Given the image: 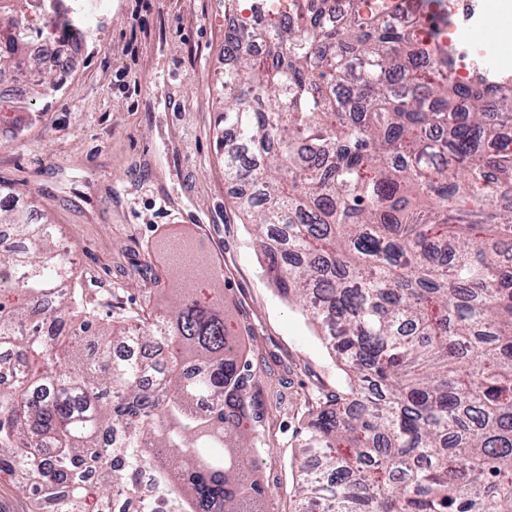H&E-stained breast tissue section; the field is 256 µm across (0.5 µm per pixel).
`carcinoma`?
Listing matches in <instances>:
<instances>
[{
    "instance_id": "1",
    "label": "carcinoma",
    "mask_w": 512,
    "mask_h": 512,
    "mask_svg": "<svg viewBox=\"0 0 512 512\" xmlns=\"http://www.w3.org/2000/svg\"><path fill=\"white\" fill-rule=\"evenodd\" d=\"M331 2L224 32V180L346 375L297 432L295 512H512V76L476 58L459 78L442 0H349L343 23ZM24 4L0 0V71L61 23ZM14 197L0 185L28 244L0 249V473L34 512H254L256 374L223 296L193 279L112 324Z\"/></svg>"
}]
</instances>
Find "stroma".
Returning <instances> with one entry per match:
<instances>
[{"label":"stroma","instance_id":"stroma-1","mask_svg":"<svg viewBox=\"0 0 512 512\" xmlns=\"http://www.w3.org/2000/svg\"><path fill=\"white\" fill-rule=\"evenodd\" d=\"M482 20L457 41L497 58L512 15L477 0ZM248 0H108L61 90L37 98L38 117L0 139V184L62 233L65 255L103 312L162 309L179 288L163 244L194 242L222 266L224 312L258 372L265 450L260 512H294L296 433L311 391L340 394L345 376L298 307L269 284L225 182L216 147L224 72V13ZM177 96L169 111L161 92ZM178 210L161 206V196Z\"/></svg>","mask_w":512,"mask_h":512}]
</instances>
